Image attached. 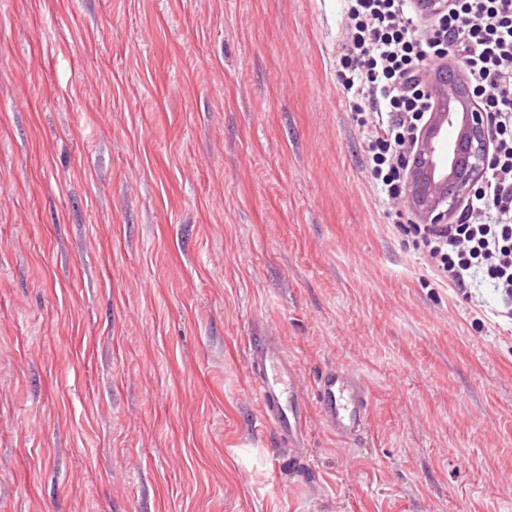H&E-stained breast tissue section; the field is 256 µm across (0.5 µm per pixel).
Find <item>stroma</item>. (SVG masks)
Here are the masks:
<instances>
[{"instance_id": "obj_1", "label": "stroma", "mask_w": 512, "mask_h": 512, "mask_svg": "<svg viewBox=\"0 0 512 512\" xmlns=\"http://www.w3.org/2000/svg\"><path fill=\"white\" fill-rule=\"evenodd\" d=\"M343 0H0V512H512V332L367 171ZM365 384L279 452L247 340ZM316 411L324 428L344 441L367 429L369 396L361 379L342 367L324 369L314 380Z\"/></svg>"}]
</instances>
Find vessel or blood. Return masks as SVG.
<instances>
[{"mask_svg":"<svg viewBox=\"0 0 512 512\" xmlns=\"http://www.w3.org/2000/svg\"><path fill=\"white\" fill-rule=\"evenodd\" d=\"M252 386L264 423L290 450L302 448L308 410L294 368L275 337L256 332L248 340ZM316 411L324 428L344 441L367 429L369 396L361 379L331 366L314 381Z\"/></svg>","mask_w":512,"mask_h":512,"instance_id":"obj_1","label":"vessel or blood"}]
</instances>
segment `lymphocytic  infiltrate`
Wrapping results in <instances>:
<instances>
[{"instance_id":"obj_1","label":"lymphocytic infiltrate","mask_w":512,"mask_h":512,"mask_svg":"<svg viewBox=\"0 0 512 512\" xmlns=\"http://www.w3.org/2000/svg\"><path fill=\"white\" fill-rule=\"evenodd\" d=\"M342 86L370 105L362 118L366 158L386 201L399 205L404 161L434 107L427 61L457 57L491 118L487 176L457 223L412 224L426 266L449 288H490L512 327V0H451L426 34L415 27L417 0H346Z\"/></svg>"}]
</instances>
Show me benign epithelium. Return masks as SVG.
<instances>
[{"instance_id": "benign-epithelium-1", "label": "benign epithelium", "mask_w": 512, "mask_h": 512, "mask_svg": "<svg viewBox=\"0 0 512 512\" xmlns=\"http://www.w3.org/2000/svg\"><path fill=\"white\" fill-rule=\"evenodd\" d=\"M432 92L437 106L409 158L407 199L423 223L446 224L484 176L491 127L466 88L443 77ZM444 124L456 128V138L448 143L441 139Z\"/></svg>"}]
</instances>
